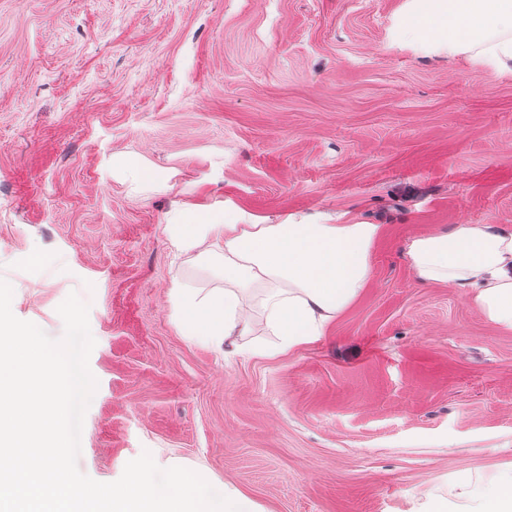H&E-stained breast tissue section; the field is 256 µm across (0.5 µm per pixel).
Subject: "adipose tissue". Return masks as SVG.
Instances as JSON below:
<instances>
[{"label": "adipose tissue", "instance_id": "ef3b65f1", "mask_svg": "<svg viewBox=\"0 0 512 512\" xmlns=\"http://www.w3.org/2000/svg\"><path fill=\"white\" fill-rule=\"evenodd\" d=\"M392 45L511 75L512 0H405L393 17ZM167 231L181 254L221 262L223 289L177 285L172 298L185 335L229 354L262 324L277 336L280 353L323 336L368 288L384 228L350 211L260 224L228 205L223 223L171 224ZM406 256L416 283L462 290L489 324L512 334V229L463 222L414 236ZM251 288L263 291L264 321L241 301ZM427 512H512V468L468 479L451 497L431 498Z\"/></svg>", "mask_w": 512, "mask_h": 512}]
</instances>
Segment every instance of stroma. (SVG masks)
I'll use <instances>...</instances> for the list:
<instances>
[{
	"label": "stroma",
	"instance_id": "obj_1",
	"mask_svg": "<svg viewBox=\"0 0 512 512\" xmlns=\"http://www.w3.org/2000/svg\"><path fill=\"white\" fill-rule=\"evenodd\" d=\"M403 3L0 0V279L54 339L69 294L89 305L82 473L147 451L259 512H424L512 467V335L405 258L460 222L512 229V75L390 47ZM228 203L383 225L321 339L227 355L183 334L173 286L224 278L167 227Z\"/></svg>",
	"mask_w": 512,
	"mask_h": 512
}]
</instances>
